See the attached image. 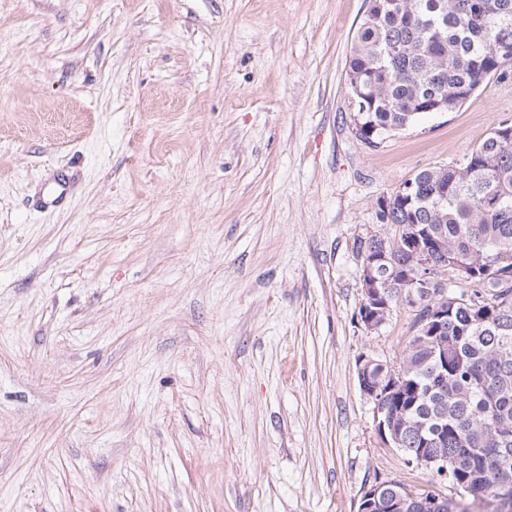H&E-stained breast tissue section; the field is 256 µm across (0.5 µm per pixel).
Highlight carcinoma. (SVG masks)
I'll return each instance as SVG.
<instances>
[{
  "label": "carcinoma",
  "mask_w": 512,
  "mask_h": 512,
  "mask_svg": "<svg viewBox=\"0 0 512 512\" xmlns=\"http://www.w3.org/2000/svg\"><path fill=\"white\" fill-rule=\"evenodd\" d=\"M512 67V0H375L346 61L361 99L357 134L381 143L439 102L459 110L482 85ZM472 171L445 166L417 171L412 202L388 212L391 237H368L359 251L389 255L386 294L392 299L414 276L419 252L445 272L470 268L481 250L508 255L499 269L506 288L481 275L461 276L466 291L448 303V316L428 321L414 311L407 354L398 369L378 363L372 375L393 385L384 415L394 421L403 458L448 456V476L426 487L391 481L388 500H424L445 482L460 498L444 512H512V139L494 128L471 150ZM438 440V447L428 439Z\"/></svg>",
  "instance_id": "1"
}]
</instances>
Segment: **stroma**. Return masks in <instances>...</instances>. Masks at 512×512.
<instances>
[{
  "instance_id": "stroma-1",
  "label": "stroma",
  "mask_w": 512,
  "mask_h": 512,
  "mask_svg": "<svg viewBox=\"0 0 512 512\" xmlns=\"http://www.w3.org/2000/svg\"><path fill=\"white\" fill-rule=\"evenodd\" d=\"M365 0H0V512H357L425 484L358 361L361 239L512 120V74L375 148ZM61 205L43 208L60 174Z\"/></svg>"
}]
</instances>
